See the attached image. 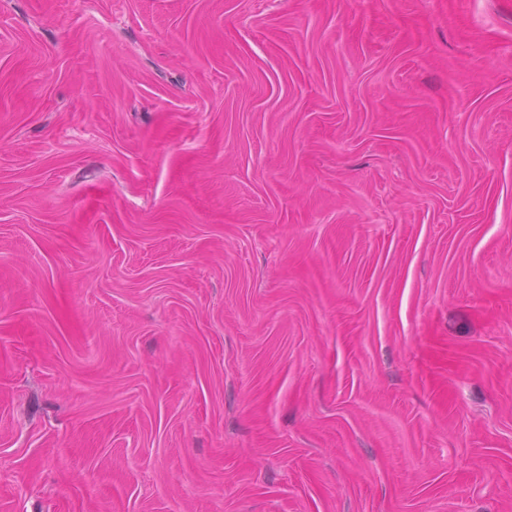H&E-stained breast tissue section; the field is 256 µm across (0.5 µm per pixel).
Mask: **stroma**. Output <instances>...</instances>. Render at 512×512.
<instances>
[{
	"label": "stroma",
	"instance_id": "1",
	"mask_svg": "<svg viewBox=\"0 0 512 512\" xmlns=\"http://www.w3.org/2000/svg\"><path fill=\"white\" fill-rule=\"evenodd\" d=\"M0 512H512V0H0Z\"/></svg>",
	"mask_w": 512,
	"mask_h": 512
}]
</instances>
